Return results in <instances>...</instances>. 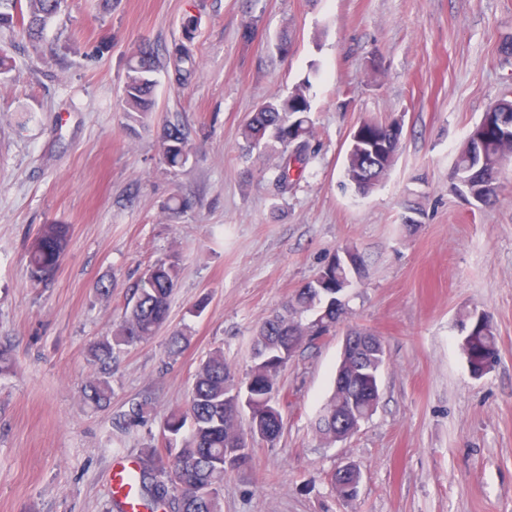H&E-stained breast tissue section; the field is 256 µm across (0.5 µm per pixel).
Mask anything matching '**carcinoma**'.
<instances>
[{
    "label": "carcinoma",
    "instance_id": "carcinoma-1",
    "mask_svg": "<svg viewBox=\"0 0 512 512\" xmlns=\"http://www.w3.org/2000/svg\"><path fill=\"white\" fill-rule=\"evenodd\" d=\"M65 0H0V28H19L32 43L41 37L48 24L61 12ZM176 80L185 82L198 69L197 54L192 45L176 43L169 53ZM155 51L143 44L129 56L123 88V112L133 122L146 125L152 106L151 95L156 86ZM310 78H305L286 96L273 97L257 106L242 132L248 146L279 145V162L275 181L286 192L296 178L302 176L314 157V138L309 117L311 101ZM494 114L503 126L512 129V100L502 99L484 112L482 119ZM360 147L345 153V183L357 193L366 195L387 176V165L370 166L364 149L377 140L388 144L390 153L398 152L402 132L397 122L366 118ZM188 138L177 125L164 129L161 159L171 169L184 167L189 161ZM512 155V132L490 131L483 154L471 152L465 141L457 156L453 177L456 188L465 184L475 188L473 172L485 174L484 203L496 196L497 166ZM70 238L66 224H43L28 254L32 281L44 282L59 267ZM178 278L176 263L159 261L150 266L136 284L132 301L126 306L124 318L112 336L89 345L88 353L98 364V372L84 388L85 400L102 407L110 403L112 360L125 348L151 339L166 324L171 298ZM347 278L346 268L331 258L316 278L303 286L286 306V313L266 319L254 338L252 365L245 380L234 383L224 360V350H213L196 371L189 401L185 408L172 412L167 419L161 443H149L140 455L138 493L144 507L172 502L177 512H221L224 474L251 461V449L239 447L245 429L259 432L261 439L272 444L282 432V415L277 404L279 377L288 365V338H294L299 350L328 334L336 326V289ZM312 313L304 324L290 317L292 313ZM467 359L498 355L496 340L486 317L472 318L463 341ZM385 356L374 355L361 363L354 358L345 364L346 382L335 390L315 423V431L327 442L336 436V418L363 419L364 406H351V396L360 386L358 366L367 370L384 367ZM249 397L252 417L248 427L240 419L239 398ZM148 404L136 401L115 418L117 431L126 433L145 421Z\"/></svg>",
    "mask_w": 512,
    "mask_h": 512
}]
</instances>
